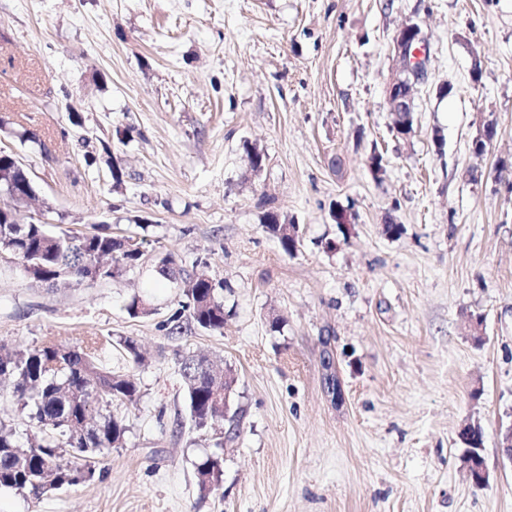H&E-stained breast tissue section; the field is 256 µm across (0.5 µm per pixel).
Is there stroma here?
I'll list each match as a JSON object with an SVG mask.
<instances>
[{
    "label": "stroma",
    "instance_id": "stroma-1",
    "mask_svg": "<svg viewBox=\"0 0 512 512\" xmlns=\"http://www.w3.org/2000/svg\"><path fill=\"white\" fill-rule=\"evenodd\" d=\"M410 22L426 75L400 138L386 85ZM0 149L36 190L22 222L103 226L144 251L73 288L0 256V347L109 337L101 364L138 384L112 404L129 430L101 476L2 490L0 512H512V0H0ZM270 212L299 225L295 254ZM161 253L229 282L222 333H170L185 296L154 275ZM136 295L151 315L128 314ZM189 353L231 370L235 421L193 428ZM219 446L223 483L201 493ZM266 228L277 238L282 250L289 255H292L297 252V248L300 245V236H297V239H291L288 235L282 234V230L285 227H291L297 229L299 234V229L296 224H280L278 222L277 216L273 213H269L266 216ZM460 433L468 437L469 441L475 446V448L471 447L470 451L463 457V465L466 467L472 482L476 486H482L487 481V472L481 455L483 447V444H480V440L483 441L482 430L478 425L469 424Z\"/></svg>",
    "mask_w": 512,
    "mask_h": 512
}]
</instances>
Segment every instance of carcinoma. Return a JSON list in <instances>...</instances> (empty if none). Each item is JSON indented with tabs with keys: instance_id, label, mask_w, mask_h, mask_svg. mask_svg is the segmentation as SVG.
I'll return each instance as SVG.
<instances>
[{
	"instance_id": "obj_1",
	"label": "carcinoma",
	"mask_w": 512,
	"mask_h": 512,
	"mask_svg": "<svg viewBox=\"0 0 512 512\" xmlns=\"http://www.w3.org/2000/svg\"><path fill=\"white\" fill-rule=\"evenodd\" d=\"M266 228L282 250L297 252L300 239L282 233L277 216H266ZM0 249L13 252L24 275L50 286L109 281L138 266L142 254L118 252L116 237L105 229L90 233L54 232L46 224H0ZM195 271L175 265L169 255L156 259L154 271L175 284L186 283L187 322L172 318L178 334L192 329L220 333L228 316L224 308L226 282L213 278L207 264L193 262ZM105 343L86 337L78 346L48 341L33 348L0 351V381L13 382L12 395L27 410L30 433L20 444L12 426L0 422V490L22 493L53 491L87 483L96 469L91 459L125 443L128 425L112 413V401L132 403L138 386L129 376L114 375L98 363ZM205 357L190 355L180 363L190 420L198 430L224 420V377L212 375ZM203 492L219 489L224 457L206 455L197 466Z\"/></svg>"
}]
</instances>
